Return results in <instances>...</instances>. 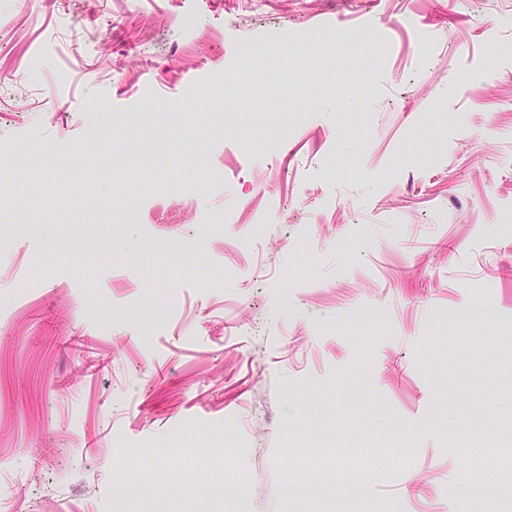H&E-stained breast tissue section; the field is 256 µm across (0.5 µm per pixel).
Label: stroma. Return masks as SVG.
I'll use <instances>...</instances> for the list:
<instances>
[{
    "instance_id": "35a3bbf8",
    "label": "stroma",
    "mask_w": 512,
    "mask_h": 512,
    "mask_svg": "<svg viewBox=\"0 0 512 512\" xmlns=\"http://www.w3.org/2000/svg\"><path fill=\"white\" fill-rule=\"evenodd\" d=\"M0 142L11 512H498L512 0H0Z\"/></svg>"
}]
</instances>
